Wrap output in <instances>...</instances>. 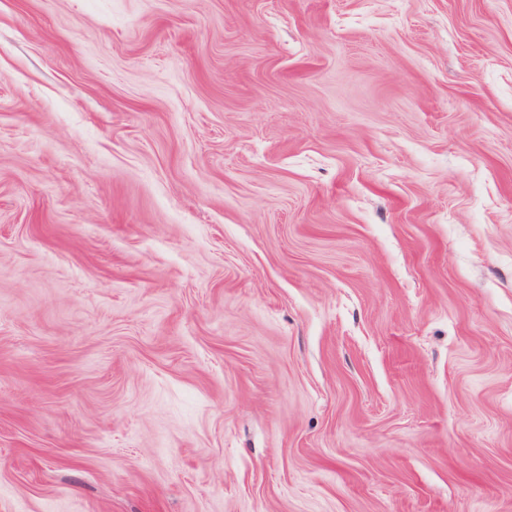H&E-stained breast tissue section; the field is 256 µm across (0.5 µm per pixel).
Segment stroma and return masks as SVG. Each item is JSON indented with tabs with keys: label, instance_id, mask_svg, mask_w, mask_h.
I'll return each mask as SVG.
<instances>
[{
	"label": "stroma",
	"instance_id": "stroma-1",
	"mask_svg": "<svg viewBox=\"0 0 512 512\" xmlns=\"http://www.w3.org/2000/svg\"><path fill=\"white\" fill-rule=\"evenodd\" d=\"M0 512H512V0H0Z\"/></svg>",
	"mask_w": 512,
	"mask_h": 512
}]
</instances>
